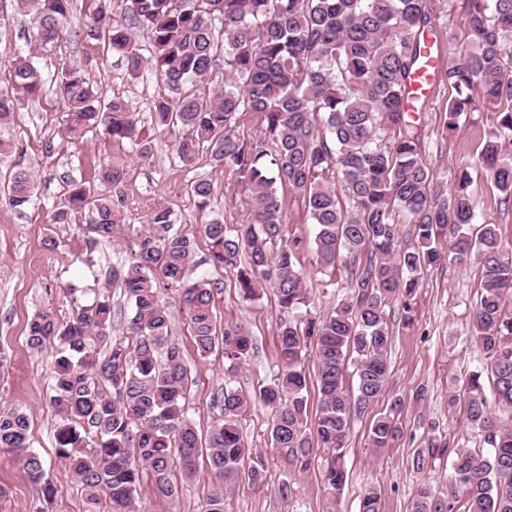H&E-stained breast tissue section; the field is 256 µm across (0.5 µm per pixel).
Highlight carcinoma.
I'll use <instances>...</instances> for the list:
<instances>
[{
    "label": "carcinoma",
    "mask_w": 512,
    "mask_h": 512,
    "mask_svg": "<svg viewBox=\"0 0 512 512\" xmlns=\"http://www.w3.org/2000/svg\"><path fill=\"white\" fill-rule=\"evenodd\" d=\"M71 0H37L32 24L40 48L55 46L66 31L104 40L136 77L148 59L134 29L149 34L163 92L153 101V125L178 127L176 158L190 166L206 155L230 170L252 211L249 224L202 225L208 241L205 263L224 270L246 300L269 287L288 315L278 330L277 372L255 397L271 410L270 447L289 466L310 469L316 452L327 455L324 482L345 485L351 422L386 396L393 331L387 306L403 300L400 321L414 322L411 300L425 271L445 252L481 267L482 291L472 331L486 367L472 372L448 396L464 402L468 419L487 451L450 448L432 436L413 457L423 471L451 451V499L427 482L413 496L412 512H512V255L499 227L477 221L472 171L481 168L512 203V0H467L469 39L455 46L445 78V127L462 115L484 112L492 124L477 159L441 174L421 157V134L405 108V96L423 59V36L432 28L429 0H125L128 20L112 16V0H98L88 17L72 24ZM13 76L31 98L45 80L33 62L19 57ZM57 92L66 105L68 135L99 130L135 138V115L120 97L105 98L84 70L64 64ZM18 99L0 92V124L8 123ZM250 115L263 137L235 135L240 117ZM127 168L108 162L98 174L102 191L91 196L71 182L64 208L54 219L92 206L81 262L95 265L103 243L131 237L128 263L112 267L109 281L130 304L127 333L112 336L108 294L84 281L60 285L72 303L61 320L43 309L28 325V343L39 351L56 347L51 405L60 417L55 430L58 458L82 485L85 512H136L143 471L154 492L176 494L172 469L197 473L199 450L219 483L205 494L204 512H224V489L241 476L258 483L262 459L244 466L246 448L237 417L247 400L226 385L218 398L222 417L206 438L188 414V368L171 340V317L162 291H172L188 316L197 351L208 356L221 346L231 368L252 357L254 343L241 325L217 328L213 312L218 283L186 274L195 267L193 241L175 229L170 208L158 204L139 230L122 223L120 206ZM303 198L314 226L312 269L298 257L301 240L286 236L278 189ZM199 208L215 198L205 177L192 186ZM0 198L23 211L34 204L35 179L23 163L0 180ZM412 245L400 248V225ZM448 250H443V244ZM346 271L348 292L326 315L311 311L312 274ZM315 359L319 412L309 418L308 353ZM401 399L375 417L369 440L386 448L397 439ZM0 447L16 453L42 500L51 502L52 479L32 450L30 423L18 410L0 411Z\"/></svg>",
    "instance_id": "obj_1"
}]
</instances>
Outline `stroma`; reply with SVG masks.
I'll return each instance as SVG.
<instances>
[{
  "label": "stroma",
  "instance_id": "1",
  "mask_svg": "<svg viewBox=\"0 0 512 512\" xmlns=\"http://www.w3.org/2000/svg\"><path fill=\"white\" fill-rule=\"evenodd\" d=\"M433 34L440 55L454 47L449 37L468 36L463 0H434ZM30 9L9 10L0 20V91L13 87L12 66L17 57L31 58L45 77L55 76L61 61L81 66L87 76L107 96L123 98L137 116L141 139L152 147L148 159L139 158L128 139L110 135H89L68 139L61 134L65 106L53 84L42 95L23 100L11 124L0 127V139L11 142L13 151L0 152V175H8L17 162H24L36 176V199L29 209L18 212L0 202V410L17 409L30 422L33 449L46 462L56 487L48 505H40L39 495L28 480L14 453L0 448V512H83L84 493L55 455L54 432L60 419L50 405L54 347L32 350L27 343V323L39 310L50 308L58 317H67L70 304L59 290L69 279L104 278L107 269L122 264L127 247L118 243L102 245L93 269L78 260L84 247L82 227L90 212L72 217L68 223L51 221L60 206L69 179L96 186L101 163H124L128 176L121 208L124 223L140 225L157 204L169 207L176 227L195 243L197 265L194 275L206 274L222 288L215 296L214 314L218 325L241 324L256 343L254 357L235 372H228L222 351L200 357L185 315L177 303H170L172 336L182 350L192 383L187 397L190 417L200 433H207L219 417L216 396L225 382H232L249 402L238 417L239 426L253 455L261 456L265 476L260 483L248 478L236 480L224 494V512H359L366 490H374L380 512H410L419 483L430 482L447 492L452 473L451 457L437 459L431 468L414 470L412 458L424 447L429 434L436 433L450 443L466 448L480 446L481 438L469 425L463 406L449 407L448 393L455 381L485 366V356L471 334V316L481 290L482 272L476 263L451 260L429 270L415 300L413 325L395 326L390 358L389 391L398 395L403 408L399 424L402 437L389 447L376 449L368 441L373 415L386 411L387 400L377 402L371 413L355 418L351 425L345 466L348 481L340 495L329 494L322 479L323 458L300 472L288 467L270 449L271 412L254 402L258 386L270 381L277 370V330L281 318L275 296L265 291L256 301L242 300L235 289L224 286L223 270L206 265L208 244L202 224L217 219L227 224H245L250 213L238 195L232 177L223 167L206 160L186 166L176 159L174 144L180 128L158 132L151 122V106L161 88L152 71L131 78L118 55L107 51L103 42L66 35L61 49L43 51L35 46ZM452 95L446 81H439L423 111L413 118L422 135V158L432 168L449 170L479 154L490 127L485 113L471 112L455 131L443 126V113ZM205 177L217 189L210 209L200 210L191 185ZM477 212L480 218L500 225L504 245L512 246V207L504 208L500 194L483 171L473 173ZM286 230L302 241V262H313L311 224L302 198L283 192ZM207 470L187 480L174 475L178 486L175 498H159L151 484H144L137 512H203V486Z\"/></svg>",
  "mask_w": 512,
  "mask_h": 512
}]
</instances>
